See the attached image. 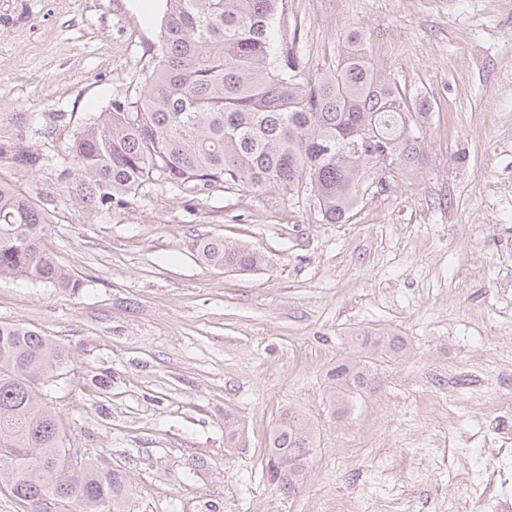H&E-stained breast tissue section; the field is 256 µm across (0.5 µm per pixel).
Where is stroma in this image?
<instances>
[{"mask_svg":"<svg viewBox=\"0 0 512 512\" xmlns=\"http://www.w3.org/2000/svg\"><path fill=\"white\" fill-rule=\"evenodd\" d=\"M165 0H0V181L49 217L64 290L0 278V322L69 352L48 394L134 512H440L453 452L512 388V0H288L307 74L358 31L375 66L433 105L413 178L372 184L328 224L309 191L150 185L88 215L65 147L154 66ZM27 150L30 166L13 155ZM257 249L205 264L204 239ZM400 337L344 420L330 374L354 339ZM318 421L302 484L262 476L282 410ZM233 414L248 445H224ZM199 253L210 266L230 271H252L263 264V256L248 247L230 245L220 238L204 240Z\"/></svg>","mask_w":512,"mask_h":512,"instance_id":"35a3bbf8","label":"stroma"}]
</instances>
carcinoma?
<instances>
[{
    "label": "carcinoma",
    "mask_w": 512,
    "mask_h": 512,
    "mask_svg": "<svg viewBox=\"0 0 512 512\" xmlns=\"http://www.w3.org/2000/svg\"><path fill=\"white\" fill-rule=\"evenodd\" d=\"M156 58L139 96L116 101L76 133L66 147L74 199L91 213L110 210L147 184L205 187L221 180L284 195L309 188L323 221L349 219L374 174L372 158L342 152L368 130L397 162L400 178L424 160L423 128L431 113L374 66L350 34V49L315 77L305 75L295 47H272L274 20L288 0H166ZM49 223L31 199L0 181V278L24 276L56 288L79 280L42 247ZM209 265L252 271L263 256L220 238L200 244ZM361 356L338 363L332 416L371 385L377 361L400 356L396 336L359 338ZM69 352L38 331L0 322V486L32 512H130L133 489L114 468L74 461L50 404L48 382ZM319 425L288 408L270 430L263 470L268 481L294 489ZM225 447L244 448L245 433L225 424ZM297 467L283 474L282 465Z\"/></svg>",
    "instance_id": "obj_1"
}]
</instances>
